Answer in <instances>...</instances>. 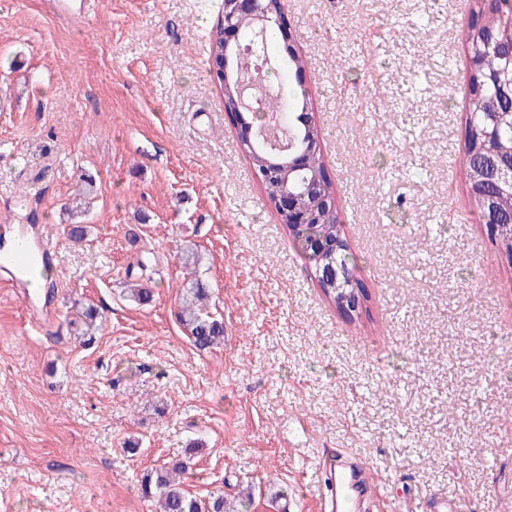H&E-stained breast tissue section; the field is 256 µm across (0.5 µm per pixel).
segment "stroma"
<instances>
[{"mask_svg":"<svg viewBox=\"0 0 512 512\" xmlns=\"http://www.w3.org/2000/svg\"><path fill=\"white\" fill-rule=\"evenodd\" d=\"M473 4L284 0L306 65L278 80L307 91L366 287L349 318L225 115L207 46L222 0H0V225L46 226L56 252L42 329L0 283V512H156L142 473L196 438L185 489L251 488L250 512H277L278 491L288 512H326L321 466L339 453L413 512L432 496L512 512V261L449 164ZM408 166L422 179L382 182ZM84 173L93 205L74 242L64 206ZM188 246L224 322L207 352L176 317ZM90 305L103 326L84 345Z\"/></svg>","mask_w":512,"mask_h":512,"instance_id":"35a3bbf8","label":"stroma"}]
</instances>
